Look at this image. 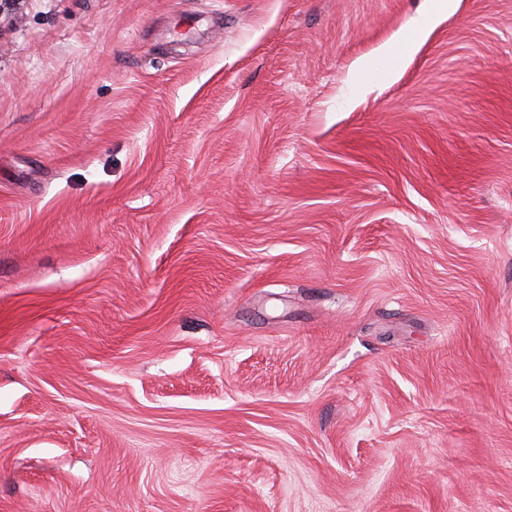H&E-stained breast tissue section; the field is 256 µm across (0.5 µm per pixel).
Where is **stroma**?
Returning a JSON list of instances; mask_svg holds the SVG:
<instances>
[{"label": "stroma", "mask_w": 512, "mask_h": 512, "mask_svg": "<svg viewBox=\"0 0 512 512\" xmlns=\"http://www.w3.org/2000/svg\"><path fill=\"white\" fill-rule=\"evenodd\" d=\"M428 6L0 0V512H512V0Z\"/></svg>", "instance_id": "stroma-1"}]
</instances>
